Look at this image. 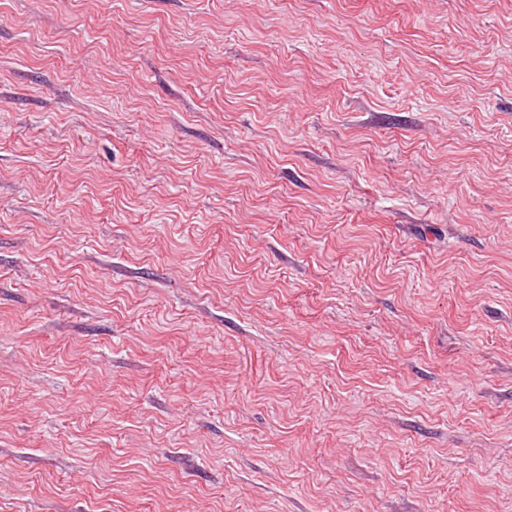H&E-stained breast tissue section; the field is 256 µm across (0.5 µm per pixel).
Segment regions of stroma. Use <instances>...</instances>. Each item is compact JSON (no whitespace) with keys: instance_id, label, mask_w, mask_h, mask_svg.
I'll use <instances>...</instances> for the list:
<instances>
[{"instance_id":"stroma-1","label":"stroma","mask_w":512,"mask_h":512,"mask_svg":"<svg viewBox=\"0 0 512 512\" xmlns=\"http://www.w3.org/2000/svg\"><path fill=\"white\" fill-rule=\"evenodd\" d=\"M0 512H512V0H0Z\"/></svg>"}]
</instances>
